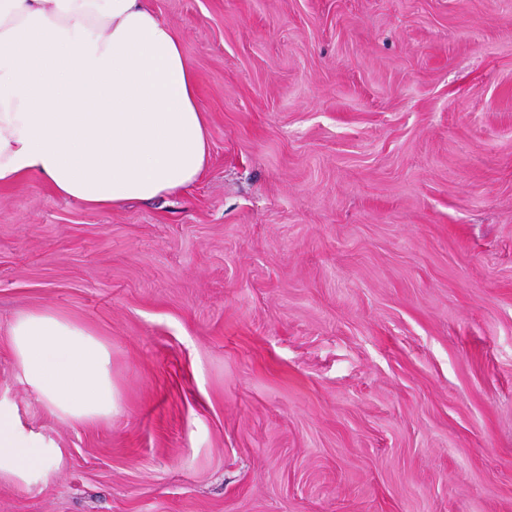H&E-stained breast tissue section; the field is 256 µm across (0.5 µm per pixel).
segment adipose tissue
Listing matches in <instances>:
<instances>
[{"label":"adipose tissue","mask_w":512,"mask_h":512,"mask_svg":"<svg viewBox=\"0 0 512 512\" xmlns=\"http://www.w3.org/2000/svg\"><path fill=\"white\" fill-rule=\"evenodd\" d=\"M208 157L194 72L146 0H0V185L38 175L61 198L115 209L184 189ZM10 347L53 415L111 416L110 351L89 329L26 312ZM60 461L0 398V479L29 485Z\"/></svg>","instance_id":"ef3b65f1"}]
</instances>
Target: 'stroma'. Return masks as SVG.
<instances>
[{"label":"stroma","mask_w":512,"mask_h":512,"mask_svg":"<svg viewBox=\"0 0 512 512\" xmlns=\"http://www.w3.org/2000/svg\"><path fill=\"white\" fill-rule=\"evenodd\" d=\"M202 177L120 209L0 187V397L61 453L0 512H512V0H148ZM112 357L110 417L13 366ZM9 336L21 380L53 415L78 422L111 416L110 351L89 329L31 311L15 319Z\"/></svg>","instance_id":"obj_1"}]
</instances>
